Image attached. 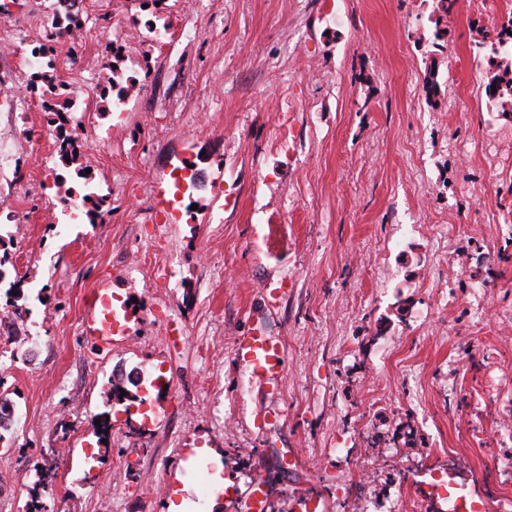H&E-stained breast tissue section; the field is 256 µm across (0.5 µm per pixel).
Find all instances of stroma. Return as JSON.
I'll use <instances>...</instances> for the list:
<instances>
[{"label":"stroma","mask_w":512,"mask_h":512,"mask_svg":"<svg viewBox=\"0 0 512 512\" xmlns=\"http://www.w3.org/2000/svg\"><path fill=\"white\" fill-rule=\"evenodd\" d=\"M157 0H87L82 45L99 76L114 24L145 22ZM173 26L195 40L125 79L154 90L127 112L99 98L88 141L122 133L97 155L46 164L34 132L17 164L35 184L0 198L32 221L0 228L12 273L36 280L26 304L37 348L0 337V398L16 422L0 441V512H27L36 469L56 449L44 503L58 512H250L261 477L269 512H445L431 484L512 495V105L485 93L484 32L512 0H200ZM277 69H268V61ZM438 83L427 95L425 75ZM192 164L220 184L187 189L183 217L156 228L155 184ZM86 193L108 224L40 219L56 192L46 169ZM284 283L276 302L264 281ZM128 315L124 334L92 340L94 299ZM277 336L286 365L276 393L247 382L236 336ZM146 367L156 383L112 407L109 451L91 424L113 371ZM273 415L265 430L257 412ZM69 424L62 433L61 424ZM103 453L88 465V454ZM227 480V488L217 479Z\"/></svg>","instance_id":"35a3bbf8"}]
</instances>
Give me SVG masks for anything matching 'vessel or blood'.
I'll return each instance as SVG.
<instances>
[{"label":"vessel or blood","instance_id":"obj_1","mask_svg":"<svg viewBox=\"0 0 512 512\" xmlns=\"http://www.w3.org/2000/svg\"><path fill=\"white\" fill-rule=\"evenodd\" d=\"M121 329L111 302L100 299L90 317L89 334L108 341ZM234 357L249 378L277 386L285 364V353L279 339L268 335L263 327H254L251 334L237 337Z\"/></svg>","mask_w":512,"mask_h":512}]
</instances>
